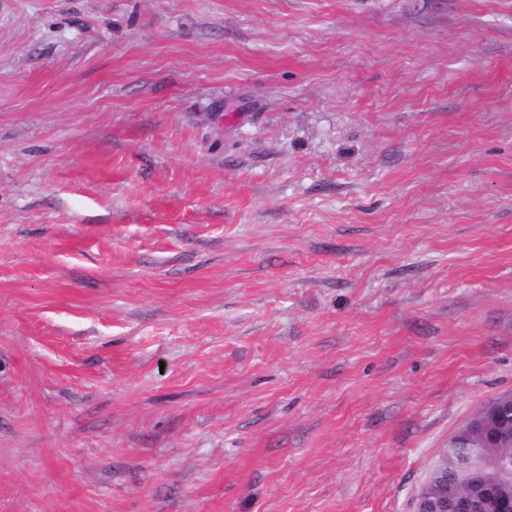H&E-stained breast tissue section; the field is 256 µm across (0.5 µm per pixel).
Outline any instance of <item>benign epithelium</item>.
<instances>
[{
  "instance_id": "obj_1",
  "label": "benign epithelium",
  "mask_w": 512,
  "mask_h": 512,
  "mask_svg": "<svg viewBox=\"0 0 512 512\" xmlns=\"http://www.w3.org/2000/svg\"><path fill=\"white\" fill-rule=\"evenodd\" d=\"M498 407L499 416L482 430L485 440L501 444H512V423L507 421V412L512 410V395L507 393L490 401ZM439 478L440 490L430 492L433 477ZM512 512V484L494 483L483 485L479 494L467 495L455 491L453 481L448 478V469L436 463L418 494L415 512Z\"/></svg>"
}]
</instances>
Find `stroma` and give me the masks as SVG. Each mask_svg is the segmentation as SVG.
I'll return each instance as SVG.
<instances>
[{
    "mask_svg": "<svg viewBox=\"0 0 512 512\" xmlns=\"http://www.w3.org/2000/svg\"><path fill=\"white\" fill-rule=\"evenodd\" d=\"M512 390V0H0V512H413Z\"/></svg>",
    "mask_w": 512,
    "mask_h": 512,
    "instance_id": "35a3bbf8",
    "label": "stroma"
}]
</instances>
